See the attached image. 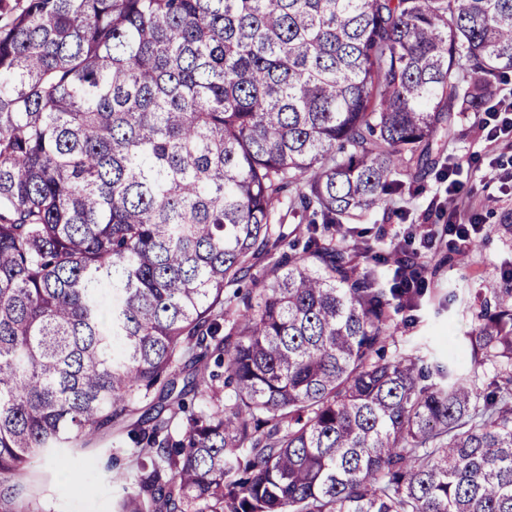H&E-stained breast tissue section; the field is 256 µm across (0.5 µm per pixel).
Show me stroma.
<instances>
[{
	"mask_svg": "<svg viewBox=\"0 0 512 512\" xmlns=\"http://www.w3.org/2000/svg\"><path fill=\"white\" fill-rule=\"evenodd\" d=\"M479 123L474 115L455 117L451 130L438 133L432 158L438 168L463 161L461 178L471 193L470 205L481 213L487 231L468 247L466 255L441 252L435 256L415 322H407L403 311L393 316L396 347L418 340L441 358L456 357L466 349L477 315L493 302L495 290L505 287L503 271L512 270V189L490 181L482 170L469 164L470 158L480 156L497 158L506 166L512 164V152L493 155ZM444 199L443 180L430 172L417 178L410 190L388 196L381 207L340 227L339 232L352 251L375 240L385 244L401 225L432 223L431 213ZM114 456L122 467L133 463L130 450L113 438L68 454L60 464L50 458L34 463L30 472L34 512H115L123 491L104 479L105 464ZM66 467L81 472L84 492H77L73 483L63 478Z\"/></svg>",
	"mask_w": 512,
	"mask_h": 512,
	"instance_id": "stroma-1",
	"label": "stroma"
}]
</instances>
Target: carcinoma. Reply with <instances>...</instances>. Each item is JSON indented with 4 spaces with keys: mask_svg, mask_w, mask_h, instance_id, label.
<instances>
[{
    "mask_svg": "<svg viewBox=\"0 0 512 512\" xmlns=\"http://www.w3.org/2000/svg\"><path fill=\"white\" fill-rule=\"evenodd\" d=\"M511 74L512 0H0V512L114 433L117 512H512V287L389 356L335 236Z\"/></svg>",
    "mask_w": 512,
    "mask_h": 512,
    "instance_id": "cac0c4a2",
    "label": "carcinoma"
}]
</instances>
